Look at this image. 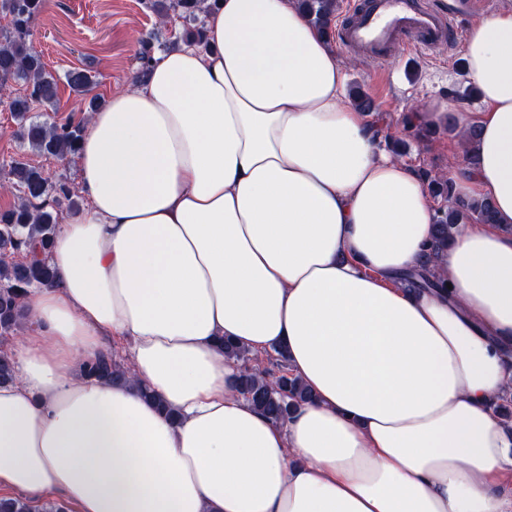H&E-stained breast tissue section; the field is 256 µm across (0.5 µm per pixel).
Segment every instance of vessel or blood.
I'll return each mask as SVG.
<instances>
[{"label": "vessel or blood", "instance_id": "b4317fda", "mask_svg": "<svg viewBox=\"0 0 512 512\" xmlns=\"http://www.w3.org/2000/svg\"><path fill=\"white\" fill-rule=\"evenodd\" d=\"M489 6L488 0H352L336 27V40L347 52L384 60L406 48L426 52L454 42L466 20Z\"/></svg>", "mask_w": 512, "mask_h": 512}]
</instances>
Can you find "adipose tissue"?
Segmentation results:
<instances>
[{
	"instance_id": "1",
	"label": "adipose tissue",
	"mask_w": 512,
	"mask_h": 512,
	"mask_svg": "<svg viewBox=\"0 0 512 512\" xmlns=\"http://www.w3.org/2000/svg\"><path fill=\"white\" fill-rule=\"evenodd\" d=\"M207 50L159 52L89 113L87 204L0 385V491L69 512H512V12L477 20L484 109L459 193L489 200L407 289L433 234L419 174L380 148L295 0H218ZM284 348L312 398L275 421L235 388L222 338ZM129 350L130 380L83 364ZM153 393L144 399L141 388Z\"/></svg>"
}]
</instances>
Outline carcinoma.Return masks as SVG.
<instances>
[{
    "instance_id": "cac0c4a2",
    "label": "carcinoma",
    "mask_w": 512,
    "mask_h": 512,
    "mask_svg": "<svg viewBox=\"0 0 512 512\" xmlns=\"http://www.w3.org/2000/svg\"><path fill=\"white\" fill-rule=\"evenodd\" d=\"M308 20L323 32L329 31L336 0H297ZM45 0H0V15L9 18L8 28L0 31V86L15 83L21 92L8 101V108L17 119V138L32 149L57 159L77 154L84 123L67 120L50 121L33 113L37 106L54 104L58 99V78L46 69L34 51L29 37L32 27L44 9ZM212 7L209 0H149V8L159 17L175 14L186 23L184 41L205 45L206 32L200 16ZM154 43L141 41L136 59V75L140 78L154 60ZM66 83L82 104V111L96 112L104 100L93 93L96 76L84 69H72ZM7 184L3 189L20 193L17 205L0 210V338L13 334L30 322L24 300L35 288L51 284L55 271L48 262V253L58 227L63 206H77L78 189L60 174L50 177L43 169L12 158L0 162ZM433 195L446 201L434 220V233L428 254L418 269L408 273L405 285L414 289H445L437 275L438 258L447 249L453 230L466 221L479 224L493 222V208L485 199L460 195L453 180L432 179ZM224 357L241 368L238 389L248 401L275 421L288 417L292 407L311 398L310 392L289 373L287 353L275 350L279 375L260 372L250 363L248 350L230 340L222 341ZM83 373L108 384L128 381V368L110 352L100 354L83 367ZM15 378V361L10 352L0 349V384ZM0 512H63L59 505L35 507L18 497L1 498Z\"/></svg>"
}]
</instances>
